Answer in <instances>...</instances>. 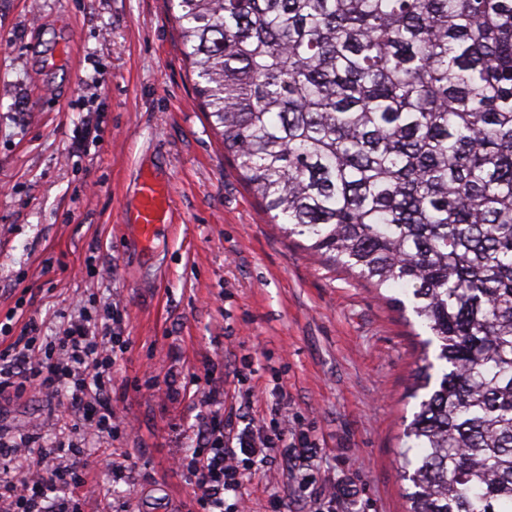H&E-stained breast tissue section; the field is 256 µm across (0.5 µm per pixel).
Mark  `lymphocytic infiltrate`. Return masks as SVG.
Instances as JSON below:
<instances>
[{"mask_svg":"<svg viewBox=\"0 0 512 512\" xmlns=\"http://www.w3.org/2000/svg\"><path fill=\"white\" fill-rule=\"evenodd\" d=\"M102 317V335L90 334L84 319L78 318L43 344L37 338V324L28 322L12 343L0 349L1 395L33 389L64 411L87 414L75 425L68 447L45 449L32 436L0 435V458L12 464L11 477L0 478V512H80L81 480L72 446L117 431L111 406L112 368L125 352L126 341L119 334L118 308L105 306ZM206 402L210 410L205 415V441L181 465L203 512H224V495L239 491L244 471L261 469L271 451L287 448L288 427L253 419L238 430L225 421L219 394L209 393Z\"/></svg>","mask_w":512,"mask_h":512,"instance_id":"f902f5d3","label":"lymphocytic infiltrate"}]
</instances>
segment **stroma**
Masks as SVG:
<instances>
[{"mask_svg": "<svg viewBox=\"0 0 512 512\" xmlns=\"http://www.w3.org/2000/svg\"><path fill=\"white\" fill-rule=\"evenodd\" d=\"M64 38L73 60L55 55ZM196 81L169 0H0V325L51 336L110 302L128 340L112 404L133 427L82 448L81 512H202L172 460L196 448L207 392L239 383L256 393L242 414L277 410L318 448L246 472L251 512L331 495L336 512H407L400 441L429 332L393 289L270 223ZM144 172L171 181L173 209L146 248L124 222ZM72 421L34 394L0 398V432L46 448Z\"/></svg>", "mask_w": 512, "mask_h": 512, "instance_id": "obj_1", "label": "stroma"}]
</instances>
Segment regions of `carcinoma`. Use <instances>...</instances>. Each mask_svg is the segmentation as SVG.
Segmentation results:
<instances>
[{
  "label": "carcinoma",
  "instance_id": "1",
  "mask_svg": "<svg viewBox=\"0 0 512 512\" xmlns=\"http://www.w3.org/2000/svg\"><path fill=\"white\" fill-rule=\"evenodd\" d=\"M171 6L271 223L431 333L409 512H512V0Z\"/></svg>",
  "mask_w": 512,
  "mask_h": 512
}]
</instances>
